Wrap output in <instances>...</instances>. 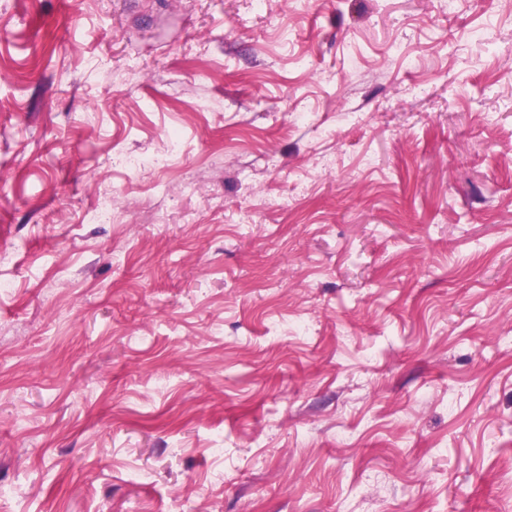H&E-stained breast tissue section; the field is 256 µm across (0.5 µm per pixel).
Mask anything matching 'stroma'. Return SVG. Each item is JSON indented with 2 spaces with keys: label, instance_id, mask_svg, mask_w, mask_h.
I'll list each match as a JSON object with an SVG mask.
<instances>
[{
  "label": "stroma",
  "instance_id": "obj_1",
  "mask_svg": "<svg viewBox=\"0 0 512 512\" xmlns=\"http://www.w3.org/2000/svg\"><path fill=\"white\" fill-rule=\"evenodd\" d=\"M0 69V512H512V0H0Z\"/></svg>",
  "mask_w": 512,
  "mask_h": 512
}]
</instances>
